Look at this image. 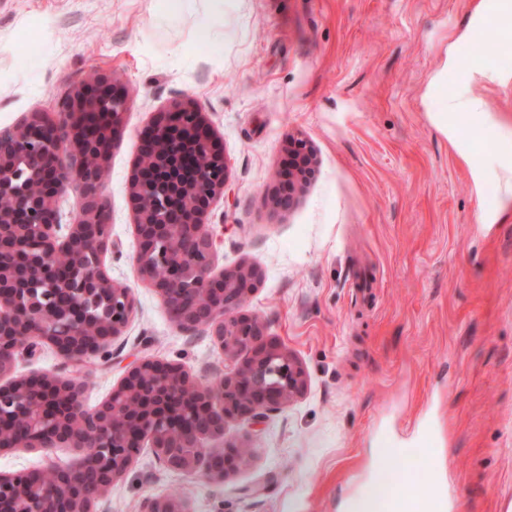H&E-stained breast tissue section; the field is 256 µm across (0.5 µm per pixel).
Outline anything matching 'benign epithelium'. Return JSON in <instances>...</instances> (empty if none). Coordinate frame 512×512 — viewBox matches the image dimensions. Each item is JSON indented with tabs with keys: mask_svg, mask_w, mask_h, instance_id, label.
<instances>
[{
	"mask_svg": "<svg viewBox=\"0 0 512 512\" xmlns=\"http://www.w3.org/2000/svg\"><path fill=\"white\" fill-rule=\"evenodd\" d=\"M128 107L113 78L96 75L74 88L55 113L34 112L0 129V451L68 448V465L40 472H0V512H99L100 501L140 450L153 449L167 468L205 466L216 478L234 469L249 447L207 442L234 418L259 420L304 395L301 361L267 338L264 322L242 312L259 282L246 263L215 273L212 205L224 197L229 166L222 141L195 101L185 98L143 133L128 186L141 279L161 297L171 319L203 330L224 351V377L213 387L192 380L175 362L142 361L111 396L82 405L83 384L67 377L14 378L19 358L41 343L66 366L107 360L135 310L131 290L115 283L102 257L113 248L101 170ZM288 173L267 195L275 211L291 208L317 157L306 139L284 141ZM79 215L60 224L69 191ZM73 258L57 272L60 253ZM142 512H190L182 500L151 498Z\"/></svg>",
	"mask_w": 512,
	"mask_h": 512,
	"instance_id": "obj_1",
	"label": "benign epithelium"
}]
</instances>
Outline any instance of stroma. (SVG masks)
Here are the masks:
<instances>
[{
  "instance_id": "1",
  "label": "stroma",
  "mask_w": 512,
  "mask_h": 512,
  "mask_svg": "<svg viewBox=\"0 0 512 512\" xmlns=\"http://www.w3.org/2000/svg\"><path fill=\"white\" fill-rule=\"evenodd\" d=\"M479 0H208L167 12L164 0H0V129L55 111L90 74L114 77L129 106L103 196L115 251L104 265L131 288L135 313L110 360L64 369L49 344L14 374L78 378L83 403L107 399L144 361L181 363L215 382L224 353L207 333L170 318L134 262L128 184L140 133L189 96L224 142L230 191L212 209L216 271L248 263L261 280L243 311L301 360L306 393L254 421H229L213 447L248 442L224 478L164 467L141 449L100 505L139 512L175 496L192 512H348L380 464L424 458L416 497L444 484L451 512H512V209L486 203L477 181L500 143L512 144V29H487L467 84L484 112L463 117L480 138L459 150L433 123L429 78L477 25ZM302 135L317 170L290 210L265 196ZM393 449L389 458L379 451ZM58 448L0 452V471L70 462ZM262 483V495H249Z\"/></svg>"
}]
</instances>
